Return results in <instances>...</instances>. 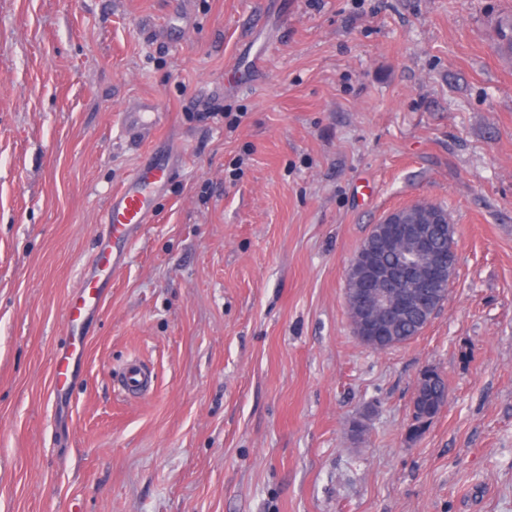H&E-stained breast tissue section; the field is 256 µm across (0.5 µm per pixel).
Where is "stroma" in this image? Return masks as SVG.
I'll use <instances>...</instances> for the list:
<instances>
[{
  "instance_id": "1",
  "label": "stroma",
  "mask_w": 512,
  "mask_h": 512,
  "mask_svg": "<svg viewBox=\"0 0 512 512\" xmlns=\"http://www.w3.org/2000/svg\"><path fill=\"white\" fill-rule=\"evenodd\" d=\"M512 0H0V512H512ZM158 101L154 138H119ZM178 172L50 392L108 199ZM443 206L423 332L354 335L346 270ZM153 371L121 395L128 360ZM447 404L409 438L421 370ZM367 431L354 438L351 425ZM73 341L69 338L55 355L51 370L53 390L59 392L69 390L73 378L75 360L73 359Z\"/></svg>"
}]
</instances>
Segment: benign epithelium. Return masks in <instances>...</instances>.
Masks as SVG:
<instances>
[{
  "mask_svg": "<svg viewBox=\"0 0 512 512\" xmlns=\"http://www.w3.org/2000/svg\"><path fill=\"white\" fill-rule=\"evenodd\" d=\"M455 226L422 201L373 225L346 271L345 303L354 334L376 349L393 325L434 315L458 266Z\"/></svg>",
  "mask_w": 512,
  "mask_h": 512,
  "instance_id": "benign-epithelium-1",
  "label": "benign epithelium"
}]
</instances>
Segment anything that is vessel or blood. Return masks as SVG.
<instances>
[{
  "instance_id": "1",
  "label": "vessel or blood",
  "mask_w": 512,
  "mask_h": 512,
  "mask_svg": "<svg viewBox=\"0 0 512 512\" xmlns=\"http://www.w3.org/2000/svg\"><path fill=\"white\" fill-rule=\"evenodd\" d=\"M161 125V114L155 101H147L134 111L124 113L122 131L133 138L149 137ZM173 166L169 159L153 153L138 165L109 199L103 228L98 233V253L95 264L85 270L81 283L69 298L66 319L69 334L79 335L81 326L106 300V289L112 274L124 260L125 249L133 235L144 225L152 223L156 213V200L166 187ZM75 361L70 342L55 355L51 370L54 390H69ZM148 376L141 365L130 363L125 369L120 386L121 393L138 394L148 387Z\"/></svg>"
}]
</instances>
